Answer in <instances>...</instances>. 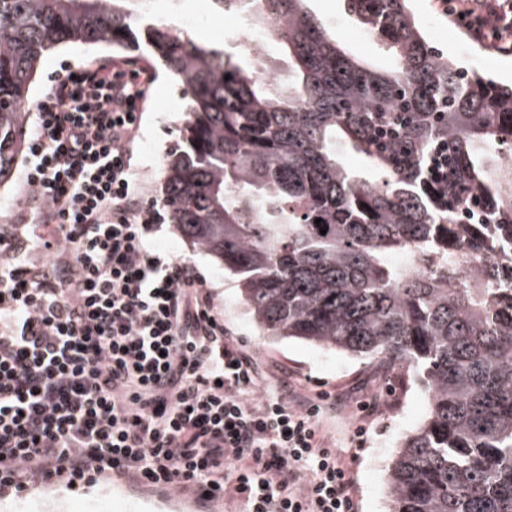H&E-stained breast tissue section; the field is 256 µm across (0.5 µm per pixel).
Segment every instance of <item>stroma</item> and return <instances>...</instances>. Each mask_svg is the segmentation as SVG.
<instances>
[{
	"instance_id": "1",
	"label": "stroma",
	"mask_w": 512,
	"mask_h": 512,
	"mask_svg": "<svg viewBox=\"0 0 512 512\" xmlns=\"http://www.w3.org/2000/svg\"><path fill=\"white\" fill-rule=\"evenodd\" d=\"M309 9L350 54L377 66L388 63L365 30L346 10V0H309ZM134 14L149 15L170 27L190 33L203 44L230 48L234 32L227 15L212 0H129ZM417 22L431 18L434 29L423 34L440 55L457 60L468 72L492 81L512 80V55L504 56L470 42L446 18L440 17L435 0H410ZM132 61L152 74L139 135L134 143L136 164L148 198L163 197L167 153L182 142L185 124L184 91L162 66L148 63L135 51L117 52L103 43H64L42 60L31 84L26 112H33L48 92L51 81L64 68L89 66L106 60ZM163 252L195 263L224 312V323L246 349L259 360L269 390H278L283 375H290L308 390L322 395L320 421L332 446L353 480L357 512H390L389 470L402 439L426 420L428 398L413 373L339 350L303 341L263 334L243 304L237 280L211 256L190 246L171 222H164L153 238ZM365 425L357 437V425ZM66 493L65 512H125L131 503L148 502L149 512H174L166 502L144 499L133 486H122L99 477L75 486L66 482H35L24 493L0 494V512H43L40 503L50 493Z\"/></svg>"
}]
</instances>
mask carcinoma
Here are the masks:
<instances>
[{"label":"carcinoma","instance_id":"1","mask_svg":"<svg viewBox=\"0 0 512 512\" xmlns=\"http://www.w3.org/2000/svg\"><path fill=\"white\" fill-rule=\"evenodd\" d=\"M125 2L0 0V182L47 52L146 48L189 96L163 196L180 235L237 278L269 335L395 361L428 391L390 468L392 512H512V287H492L512 281V204L484 150L512 143V87L437 55L407 0H348L385 69L345 54L308 0H214L263 20L288 51L284 83ZM472 251L486 264L452 287Z\"/></svg>","mask_w":512,"mask_h":512}]
</instances>
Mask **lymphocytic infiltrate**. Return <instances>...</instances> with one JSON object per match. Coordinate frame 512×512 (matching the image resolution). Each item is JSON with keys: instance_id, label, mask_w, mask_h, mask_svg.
<instances>
[{"instance_id": "obj_1", "label": "lymphocytic infiltrate", "mask_w": 512, "mask_h": 512, "mask_svg": "<svg viewBox=\"0 0 512 512\" xmlns=\"http://www.w3.org/2000/svg\"><path fill=\"white\" fill-rule=\"evenodd\" d=\"M437 10L512 55V0ZM150 81L101 62L59 74L36 107L37 208L0 225V494L115 474L245 512H356L320 405L286 380L265 394L195 264L152 244L133 150Z\"/></svg>"}]
</instances>
